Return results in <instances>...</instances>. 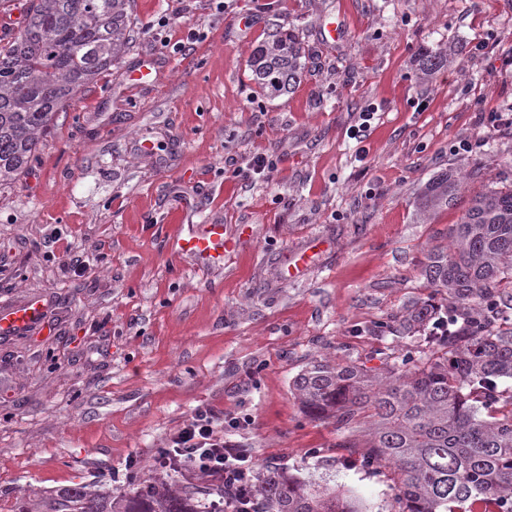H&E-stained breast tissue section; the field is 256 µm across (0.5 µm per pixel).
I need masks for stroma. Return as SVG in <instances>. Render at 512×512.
Instances as JSON below:
<instances>
[{
	"instance_id": "1",
	"label": "stroma",
	"mask_w": 512,
	"mask_h": 512,
	"mask_svg": "<svg viewBox=\"0 0 512 512\" xmlns=\"http://www.w3.org/2000/svg\"><path fill=\"white\" fill-rule=\"evenodd\" d=\"M131 20L121 62L0 188V302L43 297L50 326L0 339V512L79 483L126 491L112 471L131 458L138 480L161 479L155 455L199 407L244 419L229 438L256 468L327 473L368 512H392L384 474L337 448L333 419L309 416L292 381L323 357L379 366L381 332L431 297L422 264L451 246L468 196L512 185V128L482 127L512 112V0H226L220 13L131 0ZM278 28L314 63L293 95L270 98L248 60ZM451 45L458 68L421 84L419 54ZM143 58L158 79L131 85ZM369 107L360 144L349 132ZM143 134L154 154L137 152ZM255 153L274 160L269 178L239 174ZM445 171L466 198L420 220L418 192ZM212 215L231 246L203 271L168 241ZM57 239L87 256L85 273Z\"/></svg>"
}]
</instances>
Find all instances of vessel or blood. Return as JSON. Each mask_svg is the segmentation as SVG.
Returning a JSON list of instances; mask_svg holds the SVG:
<instances>
[{"label":"vessel or blood","mask_w":512,"mask_h":512,"mask_svg":"<svg viewBox=\"0 0 512 512\" xmlns=\"http://www.w3.org/2000/svg\"><path fill=\"white\" fill-rule=\"evenodd\" d=\"M225 247V227L218 218L193 225L186 233L169 242L172 253L200 270L223 267ZM45 312L46 306L39 298L1 302L0 337L41 332L45 324Z\"/></svg>","instance_id":"b4317fda"}]
</instances>
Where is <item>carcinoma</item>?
<instances>
[{
    "instance_id": "carcinoma-1",
    "label": "carcinoma",
    "mask_w": 512,
    "mask_h": 512,
    "mask_svg": "<svg viewBox=\"0 0 512 512\" xmlns=\"http://www.w3.org/2000/svg\"><path fill=\"white\" fill-rule=\"evenodd\" d=\"M129 0H26L21 31L0 47V187L31 164L68 100L121 61L133 41ZM449 51L419 58L421 80L448 67ZM311 56L275 30L250 59L252 80L268 97L299 85ZM462 182L433 176L416 198L424 218L457 204ZM455 249L431 252L422 269L446 295L424 302L402 325L427 344L419 354L394 343L381 365L313 361L292 389L313 417L336 420L338 447L367 466L388 462L394 512H512V187L472 196L453 225ZM258 512H362L327 487L267 467L250 487ZM222 501L178 481L135 484L110 496L78 484L44 504L46 512H223Z\"/></svg>"
}]
</instances>
